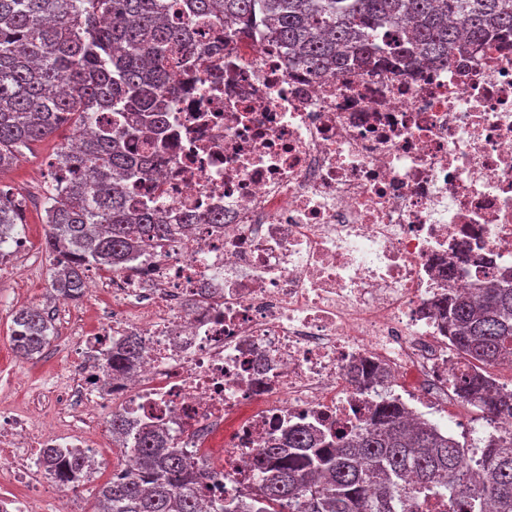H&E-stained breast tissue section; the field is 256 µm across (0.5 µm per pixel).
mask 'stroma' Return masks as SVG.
<instances>
[{"label": "stroma", "instance_id": "stroma-1", "mask_svg": "<svg viewBox=\"0 0 512 512\" xmlns=\"http://www.w3.org/2000/svg\"><path fill=\"white\" fill-rule=\"evenodd\" d=\"M58 144V139L52 138L33 145L15 166L0 173V186L12 189L26 201V221L15 227L14 234L31 244L28 255L10 258L19 268L18 276L0 274V401H21L32 416L54 414L64 420L68 417L67 407L47 393L46 387L59 380L61 371L68 368L77 341L76 330L89 329L99 321L107 311V302L93 307L84 298L50 307L55 330L40 357L20 358L10 341L15 310L44 303L50 291L53 260L44 248L43 198L49 164Z\"/></svg>", "mask_w": 512, "mask_h": 512}]
</instances>
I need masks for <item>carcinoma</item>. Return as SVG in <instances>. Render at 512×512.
I'll return each mask as SVG.
<instances>
[{"label": "carcinoma", "mask_w": 512, "mask_h": 512, "mask_svg": "<svg viewBox=\"0 0 512 512\" xmlns=\"http://www.w3.org/2000/svg\"><path fill=\"white\" fill-rule=\"evenodd\" d=\"M189 18L230 26L231 40L263 27L286 49L288 69L314 75L410 68L422 58L448 65L467 43L512 45V0H0V172L31 145L69 132L43 201L51 288L64 299L83 297L88 267L121 264L169 233L155 207L130 204L125 178L152 171L176 75L193 62L218 65L222 48H193ZM146 132L148 147L130 153ZM24 223L25 200L0 188V246ZM439 310L463 367L460 397L477 400L487 420L512 416V389L487 375L512 365V285L445 296ZM12 323L19 356L49 342L45 310L23 306ZM140 355L130 336L112 352V368L128 369ZM110 427L126 444L118 408ZM134 451L135 470L100 487L97 512H202L203 474L159 428L141 432ZM470 453L427 422L410 429L402 410L382 400L353 433L298 426L270 439L253 462L259 492L247 503L226 499L218 512H415L422 497L444 512L458 500L467 512H512V436L477 459ZM61 456L44 452L74 489L86 461Z\"/></svg>", "instance_id": "carcinoma-1"}]
</instances>
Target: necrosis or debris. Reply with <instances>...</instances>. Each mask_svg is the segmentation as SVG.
Returning a JSON list of instances; mask_svg holds the SVG:
<instances>
[{
	"instance_id": "1",
	"label": "necrosis or debris",
	"mask_w": 512,
	"mask_h": 512,
	"mask_svg": "<svg viewBox=\"0 0 512 512\" xmlns=\"http://www.w3.org/2000/svg\"><path fill=\"white\" fill-rule=\"evenodd\" d=\"M284 56L257 30L225 43L218 70L179 77L153 173L130 183L171 230L88 274L112 313L60 380L71 429L0 407V471L28 485L0 512H35L55 481L44 449L96 462L112 433L87 426L88 404L120 408L134 435L162 423L206 505L254 493V458L288 428L346 431L383 398L411 417L461 405L435 305L512 270V46L347 76ZM129 336L133 370L90 361ZM357 365L387 377L357 387Z\"/></svg>"
}]
</instances>
